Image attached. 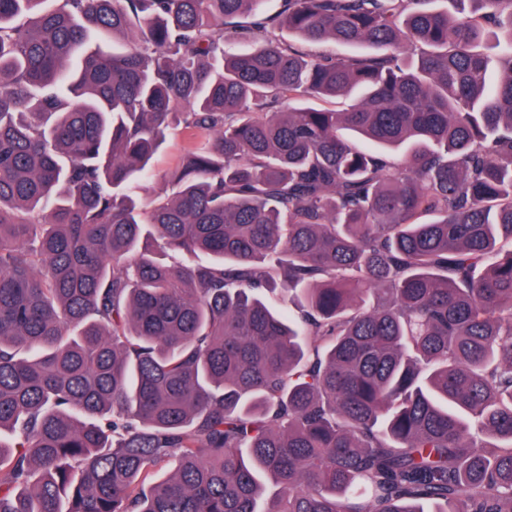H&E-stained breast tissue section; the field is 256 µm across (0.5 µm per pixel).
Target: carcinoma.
<instances>
[{"label":"carcinoma","instance_id":"obj_1","mask_svg":"<svg viewBox=\"0 0 512 512\" xmlns=\"http://www.w3.org/2000/svg\"><path fill=\"white\" fill-rule=\"evenodd\" d=\"M265 2L0 0V512H512V0ZM191 141V132L181 126L171 130L165 145L154 162L155 177L151 186L154 187L156 192L166 188L162 176L178 164L183 151L191 144Z\"/></svg>","mask_w":512,"mask_h":512}]
</instances>
